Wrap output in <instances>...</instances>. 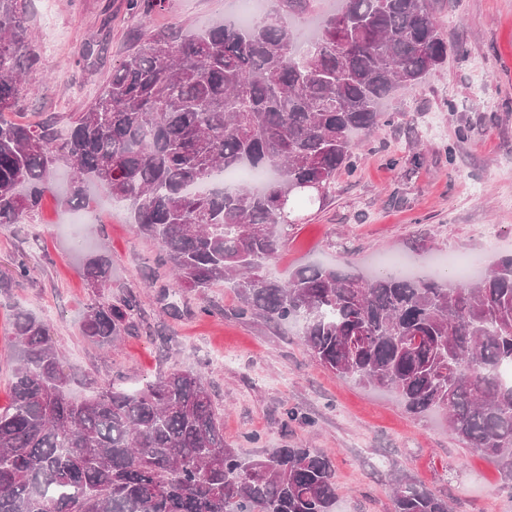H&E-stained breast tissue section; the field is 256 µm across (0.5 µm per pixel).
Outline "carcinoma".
I'll list each match as a JSON object with an SVG mask.
<instances>
[{"mask_svg": "<svg viewBox=\"0 0 512 512\" xmlns=\"http://www.w3.org/2000/svg\"><path fill=\"white\" fill-rule=\"evenodd\" d=\"M433 0H275L272 13L182 35H149L84 112L60 127L5 118L36 61L29 4L0 0V224H17L72 173L62 201L91 211V187L130 205L137 233L159 242L177 285L232 284L235 314L294 322L306 351L340 381L394 393L413 414L443 413L448 433L496 459L512 482V256L475 279L443 284L390 267L369 278L327 265L279 278L270 261L288 205L324 202L357 164L356 138L380 100L448 59ZM82 275L110 287L112 263ZM130 298L87 305L80 331L114 348ZM12 400L0 408V512H334L332 459L275 448L246 461L224 440L209 384L177 370L133 390L110 383L82 399L50 341L20 309ZM394 512H449L409 478Z\"/></svg>", "mask_w": 512, "mask_h": 512, "instance_id": "cac0c4a2", "label": "carcinoma"}]
</instances>
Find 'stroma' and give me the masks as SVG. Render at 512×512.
Instances as JSON below:
<instances>
[{"mask_svg": "<svg viewBox=\"0 0 512 512\" xmlns=\"http://www.w3.org/2000/svg\"><path fill=\"white\" fill-rule=\"evenodd\" d=\"M235 7L165 0L145 20L127 0H31L38 62L24 76L18 119L68 122L148 35L175 25L193 33ZM435 15L458 54L383 102V120L359 142L357 169L339 172L335 193L289 228L275 260L281 276L313 264L366 275L386 257L425 271L453 256L486 270L512 255V0H437ZM67 213L49 195L22 223L0 225L1 408L11 402L7 342L22 308L48 322L74 396L102 382L138 387L176 369L200 372L242 456L318 448L333 459L336 512H393L391 483L402 476L447 499L451 512H512L498 464L450 436L440 414L416 417L392 393L338 381L309 357L297 325L236 317V294L224 285L204 297L178 287L159 265V243L136 233L127 208L91 224H67ZM86 249L112 260V285L98 294L80 273ZM21 259L30 278L7 287ZM125 296L138 312L118 349L81 336L87 304Z\"/></svg>", "mask_w": 512, "mask_h": 512, "instance_id": "obj_1", "label": "stroma"}]
</instances>
